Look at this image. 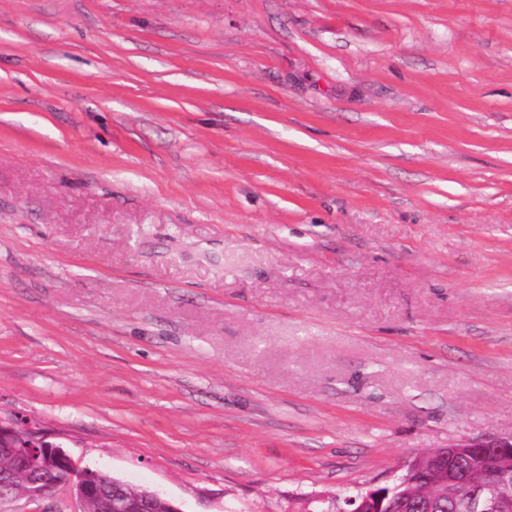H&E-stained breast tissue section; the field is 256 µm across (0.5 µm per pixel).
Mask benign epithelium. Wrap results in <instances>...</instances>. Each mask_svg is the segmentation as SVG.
<instances>
[{
    "mask_svg": "<svg viewBox=\"0 0 512 512\" xmlns=\"http://www.w3.org/2000/svg\"><path fill=\"white\" fill-rule=\"evenodd\" d=\"M17 421L0 417V449L16 454L22 447L26 452L47 457L50 469L39 480L34 495L26 497L29 503L52 501L61 488H72L78 482V502L99 495L106 487H117L119 481L100 471H88L74 465L71 458L57 444L50 443L30 428L24 438L16 434ZM484 453L469 459V469L460 474L451 466L453 460L476 450ZM431 471L439 473L442 483L448 485V501L464 512H512V469L505 460L512 457V436L499 439H471L428 452ZM16 474L0 471V503L15 501L9 495ZM387 488L367 490L364 503L371 505V512H382L383 501L388 497ZM163 500L156 491L141 495L134 503L119 492L112 494L113 512H153L155 503Z\"/></svg>",
    "mask_w": 512,
    "mask_h": 512,
    "instance_id": "7a95c632",
    "label": "benign epithelium"
}]
</instances>
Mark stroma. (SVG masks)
<instances>
[{"instance_id":"1","label":"stroma","mask_w":512,"mask_h":512,"mask_svg":"<svg viewBox=\"0 0 512 512\" xmlns=\"http://www.w3.org/2000/svg\"><path fill=\"white\" fill-rule=\"evenodd\" d=\"M0 415L180 512L512 435V0H0Z\"/></svg>"}]
</instances>
